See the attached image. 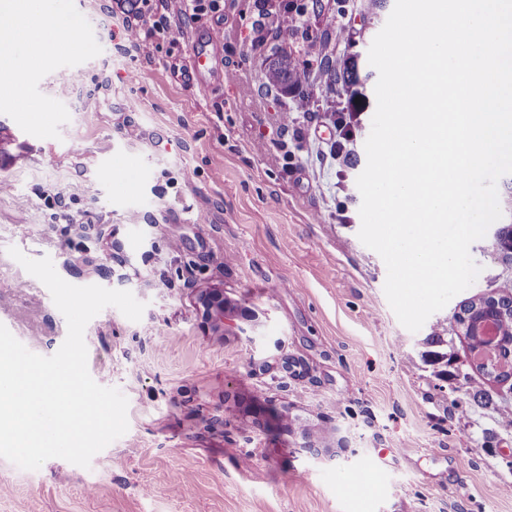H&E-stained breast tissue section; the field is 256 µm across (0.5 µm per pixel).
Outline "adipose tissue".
Returning a JSON list of instances; mask_svg holds the SVG:
<instances>
[{"label": "adipose tissue", "mask_w": 512, "mask_h": 512, "mask_svg": "<svg viewBox=\"0 0 512 512\" xmlns=\"http://www.w3.org/2000/svg\"><path fill=\"white\" fill-rule=\"evenodd\" d=\"M39 0H0V100L13 102L19 81L16 77L17 61L4 51L3 45L15 37L27 40L30 69L45 66L53 52L67 50V40L58 36L66 21L55 13L44 14L37 27L28 21L35 14Z\"/></svg>", "instance_id": "adipose-tissue-1"}]
</instances>
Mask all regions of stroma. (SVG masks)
Returning a JSON list of instances; mask_svg holds the SVG:
<instances>
[{
	"mask_svg": "<svg viewBox=\"0 0 512 512\" xmlns=\"http://www.w3.org/2000/svg\"><path fill=\"white\" fill-rule=\"evenodd\" d=\"M51 2L99 36L78 80L61 78L59 55L18 73L39 116L33 144L0 169V323L43 356L67 334L11 247L146 308L137 322L105 308L84 333L90 375L128 399L127 432L87 469L0 458V512H512V426L500 418L512 390L484 382V408L437 379L423 359L429 325L399 323L386 266L358 238L374 106L351 129L348 164L332 150L335 93L310 81L299 112L260 83L283 54L317 70L307 45L324 34L343 58L353 19L319 0L281 34L282 0H224L226 77L191 88L188 48L209 18L160 0L162 26L138 27L136 51L115 0ZM470 254L477 280L431 316L447 322L462 370L455 313L512 279L492 235ZM212 288L235 333L205 329L199 297Z\"/></svg>",
	"mask_w": 512,
	"mask_h": 512,
	"instance_id": "obj_1",
	"label": "stroma"
}]
</instances>
